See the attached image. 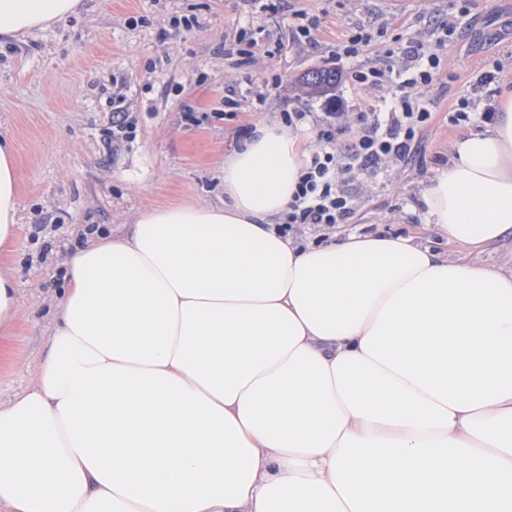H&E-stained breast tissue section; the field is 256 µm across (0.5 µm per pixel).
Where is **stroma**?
<instances>
[{"label":"stroma","instance_id":"obj_1","mask_svg":"<svg viewBox=\"0 0 512 512\" xmlns=\"http://www.w3.org/2000/svg\"><path fill=\"white\" fill-rule=\"evenodd\" d=\"M468 8L466 27L441 53L431 120L419 133L421 159L392 166L382 184L364 182L348 223L302 230L305 244L338 242L352 233L415 235L457 258L420 195L447 166L451 141L470 124L450 125L461 101L485 107L472 84L493 61L504 69L497 91L512 89V0H82L81 11L0 46V136L16 148V234L0 264L16 269L19 307L0 327V401L33 384L50 350L62 260L89 230L122 231L141 209L224 200L219 170L240 146L242 128L294 110L325 111L326 98L303 78L327 69L341 33L362 26L403 45H434L436 20ZM317 17L314 43L294 39L293 12ZM192 18L174 28V18ZM256 42L249 58L230 54L239 30ZM281 74L272 84V74ZM124 95L134 125L130 140L112 137V100ZM239 103L225 113L224 99Z\"/></svg>","mask_w":512,"mask_h":512}]
</instances>
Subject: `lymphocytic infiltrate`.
I'll use <instances>...</instances> for the list:
<instances>
[{
    "mask_svg": "<svg viewBox=\"0 0 512 512\" xmlns=\"http://www.w3.org/2000/svg\"><path fill=\"white\" fill-rule=\"evenodd\" d=\"M434 47L388 45L381 66L368 56L373 35L357 26L336 43V61L356 59L350 79L361 90L385 88L366 101L354 124L342 112L324 113L316 128L319 143L306 160L280 227L281 232L309 224L333 228L347 223L360 200L359 182L386 178L388 163H406L419 152L417 134L431 118V103L412 90L432 85L441 64L440 51L457 32L455 17L441 21Z\"/></svg>",
    "mask_w": 512,
    "mask_h": 512,
    "instance_id": "obj_1",
    "label": "lymphocytic infiltrate"
}]
</instances>
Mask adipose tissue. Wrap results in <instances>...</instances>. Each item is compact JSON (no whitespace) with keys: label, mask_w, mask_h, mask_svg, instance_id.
Listing matches in <instances>:
<instances>
[{"label":"adipose tissue","mask_w":512,"mask_h":512,"mask_svg":"<svg viewBox=\"0 0 512 512\" xmlns=\"http://www.w3.org/2000/svg\"><path fill=\"white\" fill-rule=\"evenodd\" d=\"M80 0H0V40ZM427 223L512 236V92L451 145ZM305 153L272 120L226 204L135 216L63 261L33 386L0 403V512H512V271L413 236L277 232ZM0 139V245L14 236Z\"/></svg>","instance_id":"ef3b65f1"}]
</instances>
